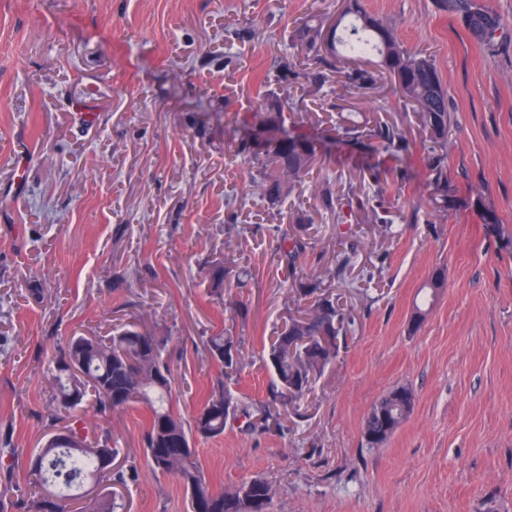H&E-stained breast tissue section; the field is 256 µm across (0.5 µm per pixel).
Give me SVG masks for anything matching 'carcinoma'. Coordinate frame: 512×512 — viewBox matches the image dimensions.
Listing matches in <instances>:
<instances>
[{"label": "carcinoma", "instance_id": "obj_1", "mask_svg": "<svg viewBox=\"0 0 512 512\" xmlns=\"http://www.w3.org/2000/svg\"><path fill=\"white\" fill-rule=\"evenodd\" d=\"M441 11L463 20L466 28L486 44L508 37L501 19L479 0H439ZM351 21L341 33L331 31V49L322 50V26L303 24L294 34V42L313 55L323 67H335L336 58L379 59L380 67L393 80L394 92L404 105L411 107L417 123L434 142L430 170L433 181L441 185L447 177L445 159L452 114L440 72L432 59L411 52L400 44L393 29L368 16L359 3L351 5ZM284 105L275 112L245 113L236 117L244 127L253 125L279 127ZM376 147L392 156L407 154L409 146L394 123L378 125L370 133ZM238 153L252 162L266 196L276 201L290 191L296 179L307 171L317 157V143L309 139L274 141L262 149L244 138ZM482 220L490 232L505 245L512 246V234L504 228L495 211H482ZM307 242L300 235H281L278 253L281 261L294 269ZM296 292L314 298L307 313L288 319L289 326L274 337L265 363L273 372L276 391L273 401L296 405L311 391L315 376L335 361L339 337L346 334L349 318L326 293L317 279L299 280ZM293 336L329 337L327 347H299L289 355ZM164 340L147 326L131 323L110 336H73L62 355L52 359L54 402L57 408L74 409L87 391H92L102 412L143 405L148 415L143 435L146 457L153 470L177 479L189 496L190 512H271L272 492L262 480L245 481L232 490H213L200 465L194 438L224 435L228 420L246 419L252 426L248 406L224 390L223 381L205 396L201 409L187 421L175 413L171 403L173 375L163 361ZM203 350L217 362L222 375L230 379L239 372L238 341L226 330L203 340ZM414 404L412 391L400 386L382 396L364 420L363 437L367 447L384 446L407 420ZM73 440L44 443L28 459L26 467L34 483L28 512H118L121 505L115 495L89 498L73 508L76 491L87 480L110 489L126 482L123 467L102 464L119 451L112 446L108 431L89 440L72 428Z\"/></svg>", "mask_w": 512, "mask_h": 512}]
</instances>
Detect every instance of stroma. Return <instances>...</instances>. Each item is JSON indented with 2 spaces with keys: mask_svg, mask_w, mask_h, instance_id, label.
<instances>
[{
  "mask_svg": "<svg viewBox=\"0 0 512 512\" xmlns=\"http://www.w3.org/2000/svg\"><path fill=\"white\" fill-rule=\"evenodd\" d=\"M348 0H0V470L70 424L111 431L128 472L125 512H187L171 476L152 470L146 410L107 415L87 397L57 409L49 353L71 336L146 324L166 341L173 405L192 419L219 368L202 341L228 329L242 370L229 384L254 429L228 421L196 439L218 490L260 479L272 512H512V247L483 223L512 230V40L489 50L436 0H360L404 48L430 57L456 124L448 192L436 210L432 144L380 74L368 97L358 70L321 71L296 46L303 19L333 22ZM322 84H315V74ZM284 124L325 148L294 190L270 200L237 153L235 116L283 98ZM396 123L402 159L370 154L340 126ZM387 192L369 214L372 174ZM332 187L343 208L324 206ZM289 232L308 241L295 268L279 259ZM357 253L332 277L347 246ZM240 271L212 287L216 262ZM445 284L416 317L420 287ZM323 281L351 324L300 413L269 402L262 354L310 299L297 277ZM409 387L408 419L380 448L364 419L388 391Z\"/></svg>",
  "mask_w": 512,
  "mask_h": 512,
  "instance_id": "35a3bbf8",
  "label": "stroma"
}]
</instances>
